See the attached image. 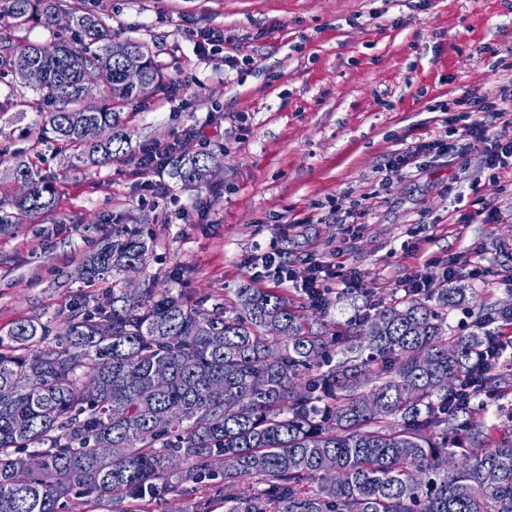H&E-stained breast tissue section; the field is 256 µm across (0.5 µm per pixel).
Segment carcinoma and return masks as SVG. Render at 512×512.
<instances>
[{
	"instance_id": "obj_1",
	"label": "carcinoma",
	"mask_w": 512,
	"mask_h": 512,
	"mask_svg": "<svg viewBox=\"0 0 512 512\" xmlns=\"http://www.w3.org/2000/svg\"><path fill=\"white\" fill-rule=\"evenodd\" d=\"M0 14V81L39 95L41 137L85 165L126 153L123 110L169 90L149 47L73 0H0ZM34 21L50 40L17 36ZM130 66L141 84L126 82ZM9 171L26 192L0 200L1 235L56 206L24 156ZM172 176L207 181L208 154L181 151ZM148 251L131 233L87 256L83 279L109 274L112 288L91 310L75 303L65 332L30 318L0 336V512L72 498L151 512L161 489L216 476L224 512H512V425L491 440L483 407L462 398L512 391L499 335L512 302L480 303L473 330L448 335V312L469 303L460 274L330 335L274 291L239 288L212 310L173 288L132 296L126 272Z\"/></svg>"
}]
</instances>
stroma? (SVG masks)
<instances>
[{
	"label": "stroma",
	"mask_w": 512,
	"mask_h": 512,
	"mask_svg": "<svg viewBox=\"0 0 512 512\" xmlns=\"http://www.w3.org/2000/svg\"><path fill=\"white\" fill-rule=\"evenodd\" d=\"M105 12L121 38L146 43L175 93H155L126 108L121 158L86 167L39 141L36 110L0 123V151L23 149L58 190L52 212L0 236V331L21 318L62 327L77 296L103 301L111 278L78 276L83 258L118 232L149 247L137 285L175 288L213 308L242 287L274 290L307 306L304 291L255 275L244 259L277 251L297 277L339 256L359 292L334 276L320 283L317 315L343 327L374 304L402 297V281L451 256L478 260L468 279L480 300H512L503 281L512 266V166L489 170L477 153L393 173L379 190L375 170L387 154L426 135H445L439 101L487 96L512 82V69L480 54L512 50V0H82ZM224 35V50L204 54L197 33ZM249 65L230 68L235 50ZM181 141L215 158L208 185L187 188L161 175L168 196L136 167L142 149ZM476 185L505 211L493 224L448 221L449 186ZM360 203L341 223L337 200ZM224 512L219 481L190 496L164 491L155 512Z\"/></svg>",
	"instance_id": "stroma-1"
}]
</instances>
